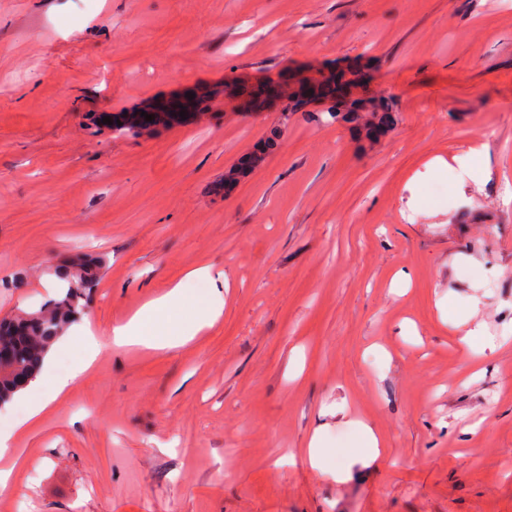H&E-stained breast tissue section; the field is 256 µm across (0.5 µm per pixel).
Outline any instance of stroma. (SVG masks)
<instances>
[{
  "label": "stroma",
  "instance_id": "obj_1",
  "mask_svg": "<svg viewBox=\"0 0 512 512\" xmlns=\"http://www.w3.org/2000/svg\"><path fill=\"white\" fill-rule=\"evenodd\" d=\"M288 70L370 74L393 120L217 93L154 135L90 121ZM78 252L105 345L0 512H512V0H0V319ZM203 265L212 328L107 347Z\"/></svg>",
  "mask_w": 512,
  "mask_h": 512
}]
</instances>
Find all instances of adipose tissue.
<instances>
[{
  "label": "adipose tissue",
  "mask_w": 512,
  "mask_h": 512,
  "mask_svg": "<svg viewBox=\"0 0 512 512\" xmlns=\"http://www.w3.org/2000/svg\"><path fill=\"white\" fill-rule=\"evenodd\" d=\"M224 288L223 274L213 273L211 267L200 266L188 271L166 292L114 325L110 331L111 347L166 351L187 344L223 316ZM187 305L192 307L193 314L190 321L184 322L177 318L176 312ZM73 345L82 348V357L66 370H58L59 351ZM100 348L96 329L89 320H82L52 345L35 379L17 393L16 402L22 414L11 426L0 430V491L8 489L12 466L19 458L15 446L18 435L39 422L52 401L92 367Z\"/></svg>",
  "instance_id": "adipose-tissue-1"
}]
</instances>
